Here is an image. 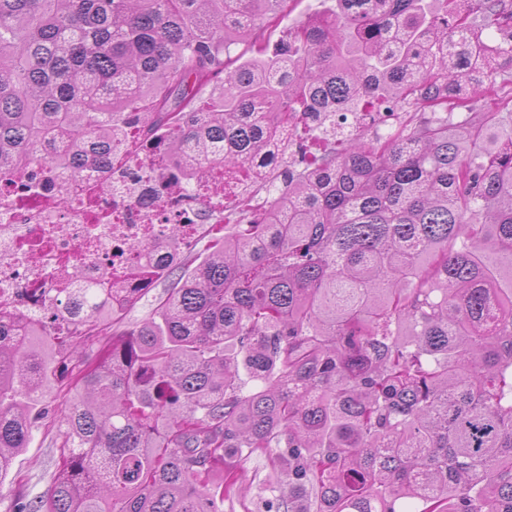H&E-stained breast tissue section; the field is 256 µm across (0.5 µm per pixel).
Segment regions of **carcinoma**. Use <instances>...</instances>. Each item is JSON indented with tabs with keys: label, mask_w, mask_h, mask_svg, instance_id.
I'll return each instance as SVG.
<instances>
[{
	"label": "carcinoma",
	"mask_w": 512,
	"mask_h": 512,
	"mask_svg": "<svg viewBox=\"0 0 512 512\" xmlns=\"http://www.w3.org/2000/svg\"><path fill=\"white\" fill-rule=\"evenodd\" d=\"M287 2L0 0V171L91 170L141 111L192 178H271L188 274L172 229L140 325L117 331L101 284L55 328L0 324V479L42 417L46 337L120 335L77 364L62 467L14 512H223L255 454L266 512H512V0H336L271 51ZM329 113L343 149L290 165Z\"/></svg>",
	"instance_id": "1"
}]
</instances>
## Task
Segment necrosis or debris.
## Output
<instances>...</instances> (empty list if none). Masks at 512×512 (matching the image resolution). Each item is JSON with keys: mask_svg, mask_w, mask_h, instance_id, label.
Here are the masks:
<instances>
[{"mask_svg": "<svg viewBox=\"0 0 512 512\" xmlns=\"http://www.w3.org/2000/svg\"><path fill=\"white\" fill-rule=\"evenodd\" d=\"M163 153L158 138L113 147L105 169L79 174L67 204L48 163L0 172V316L51 323L73 289L99 280L119 293L150 281L166 259L171 226L181 243L224 221V167L202 182Z\"/></svg>", "mask_w": 512, "mask_h": 512, "instance_id": "necrosis-or-debris-1", "label": "necrosis or debris"}]
</instances>
